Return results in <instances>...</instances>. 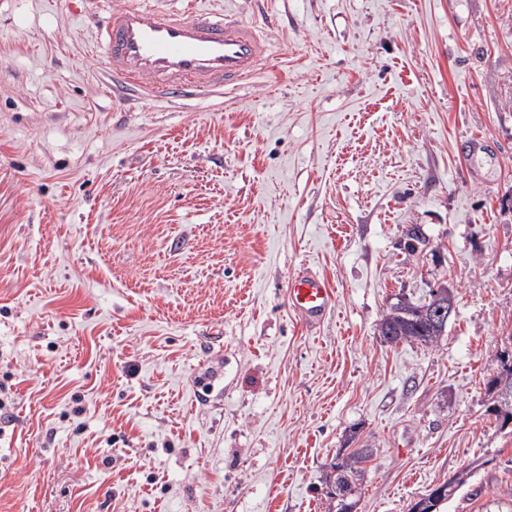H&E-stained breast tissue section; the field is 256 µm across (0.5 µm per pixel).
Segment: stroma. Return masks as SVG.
<instances>
[{
  "mask_svg": "<svg viewBox=\"0 0 512 512\" xmlns=\"http://www.w3.org/2000/svg\"><path fill=\"white\" fill-rule=\"evenodd\" d=\"M200 2L269 62L124 109L81 0H0V512H326L351 446L356 512H512V0ZM441 286L437 342L379 338ZM335 299L334 289L311 271H300L288 281V303L309 328L323 322L334 307ZM491 387L497 391L499 405L496 412L503 415L504 421L511 420L512 422V354L511 358L507 354V360L503 359L501 371L491 381ZM372 456V448H357L346 457H342L340 462L331 464L325 476V483L329 489L327 497L330 499L328 512H353L355 494L345 501L336 500V488L349 487L356 492L367 470L366 464ZM465 483L464 480L460 477H456L449 482L443 484V486L439 489V497L433 501V493L432 491L436 488H433L429 491L428 494L423 495V497L428 498L429 506L423 508L422 512H442L440 509L444 503L448 501L454 494L457 492L459 487H461Z\"/></svg>",
  "mask_w": 512,
  "mask_h": 512,
  "instance_id": "obj_1",
  "label": "stroma"
}]
</instances>
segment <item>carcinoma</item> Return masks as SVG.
Instances as JSON below:
<instances>
[{
    "label": "carcinoma",
    "instance_id": "obj_1",
    "mask_svg": "<svg viewBox=\"0 0 512 512\" xmlns=\"http://www.w3.org/2000/svg\"><path fill=\"white\" fill-rule=\"evenodd\" d=\"M450 299H454V296L448 295V288L445 287L431 291L429 298L423 302L400 300L395 303L381 322L387 331L388 342L394 345L401 342H415L425 346L437 342L444 329L432 327L430 323L424 321L419 311L433 306L446 310ZM491 387L497 391L496 412L503 415L504 420L512 421V357L502 361L501 371L491 381ZM372 456V449L357 448L341 458L339 462L331 464L325 476V483L329 489L327 497L330 499L328 512H353L355 508L353 498L338 500L334 491L339 487L358 489L367 470L366 464ZM463 484L464 480L456 477L443 484L439 489L438 498H433L431 492L426 494L430 503L423 508L422 512H441L442 505L454 496Z\"/></svg>",
    "mask_w": 512,
    "mask_h": 512
}]
</instances>
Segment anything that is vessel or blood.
I'll use <instances>...</instances> for the list:
<instances>
[{
  "label": "vessel or blood",
  "instance_id": "vessel-or-blood-1",
  "mask_svg": "<svg viewBox=\"0 0 512 512\" xmlns=\"http://www.w3.org/2000/svg\"><path fill=\"white\" fill-rule=\"evenodd\" d=\"M104 12L95 43L113 90L175 102L194 93H219L253 77L269 58L261 30L201 8L194 0L181 7L168 0H125ZM288 303L307 327L319 326L335 304L326 280L308 270L288 281Z\"/></svg>",
  "mask_w": 512,
  "mask_h": 512
}]
</instances>
